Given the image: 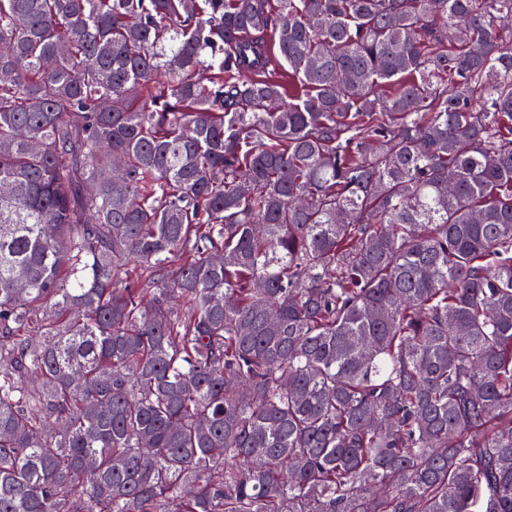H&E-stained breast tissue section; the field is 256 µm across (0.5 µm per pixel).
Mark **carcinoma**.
<instances>
[{"label":"carcinoma","instance_id":"carcinoma-1","mask_svg":"<svg viewBox=\"0 0 512 512\" xmlns=\"http://www.w3.org/2000/svg\"><path fill=\"white\" fill-rule=\"evenodd\" d=\"M508 19L0 0V512H512Z\"/></svg>","mask_w":512,"mask_h":512}]
</instances>
